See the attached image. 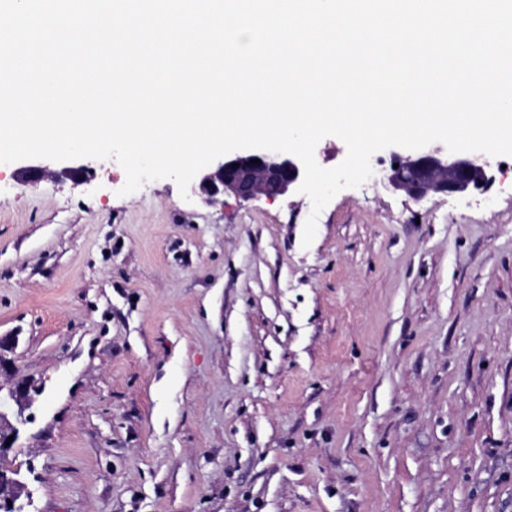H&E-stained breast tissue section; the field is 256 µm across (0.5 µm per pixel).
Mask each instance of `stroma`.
<instances>
[{
	"instance_id": "obj_1",
	"label": "stroma",
	"mask_w": 512,
	"mask_h": 512,
	"mask_svg": "<svg viewBox=\"0 0 512 512\" xmlns=\"http://www.w3.org/2000/svg\"><path fill=\"white\" fill-rule=\"evenodd\" d=\"M0 164L26 512H512V182L119 196Z\"/></svg>"
}]
</instances>
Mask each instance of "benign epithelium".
<instances>
[{
	"label": "benign epithelium",
	"mask_w": 512,
	"mask_h": 512,
	"mask_svg": "<svg viewBox=\"0 0 512 512\" xmlns=\"http://www.w3.org/2000/svg\"><path fill=\"white\" fill-rule=\"evenodd\" d=\"M389 166L382 170L383 185L403 191L419 201L429 193L463 195L485 190L490 182V163L472 152L451 153L442 145L430 144L422 149L404 152L393 146ZM303 179V165L289 153L255 150L224 156L203 169L197 178V191L207 203H215L226 193L243 200L259 194L270 198L298 192ZM9 399L19 405L15 422L0 412V451L7 449L8 438H18L19 427L31 422L24 414L28 387L19 383L9 392ZM20 482L0 471V512H22L19 499Z\"/></svg>",
	"instance_id": "benign-epithelium-1"
}]
</instances>
